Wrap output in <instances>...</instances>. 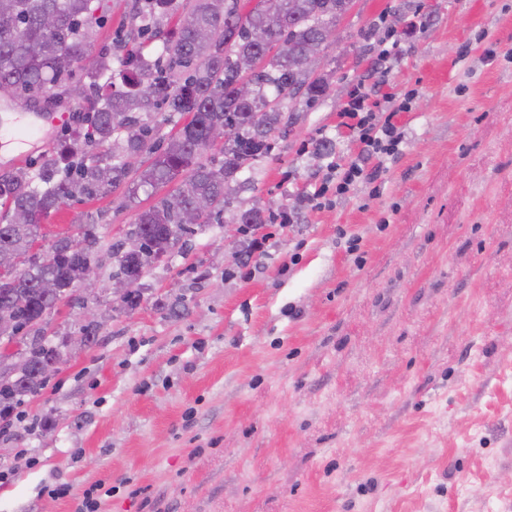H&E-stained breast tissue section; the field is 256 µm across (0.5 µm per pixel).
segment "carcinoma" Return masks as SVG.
I'll return each mask as SVG.
<instances>
[{
  "label": "carcinoma",
  "mask_w": 512,
  "mask_h": 512,
  "mask_svg": "<svg viewBox=\"0 0 512 512\" xmlns=\"http://www.w3.org/2000/svg\"><path fill=\"white\" fill-rule=\"evenodd\" d=\"M352 0H195L190 18L175 36L163 28L175 0H138L135 20L139 36L112 68V54L88 53L98 24L99 0H0V96L32 100L52 87L82 85L88 106L83 134L85 148L76 161L51 158L32 176L0 178V197L12 215L27 224H0V253H26L40 237V219L76 196H92L129 183L128 158L145 152L153 159L128 188L174 189L138 213L126 232L171 254L195 228L222 223L225 197L232 184L240 191L239 174L252 160L267 157L272 136L291 125L290 106H310L324 97L329 83L302 68L310 43L322 44L327 26H337ZM257 60L250 75L252 95L237 94L239 63ZM81 70L89 83L73 81ZM162 109L184 118L179 132L162 147L156 126L145 121ZM214 125L229 129L224 159L201 161V148ZM211 196L220 204L192 225L183 220L196 198ZM125 241L110 246L116 273L134 278L140 260L124 250ZM98 256V237L87 231L84 243L56 241L39 262L0 281V311L7 310L18 327L40 319L61 299L81 304L73 272ZM64 287L59 296L43 283ZM46 385L33 362L13 383L0 386V412L38 394Z\"/></svg>",
  "instance_id": "1"
}]
</instances>
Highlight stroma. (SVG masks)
<instances>
[{
	"label": "stroma",
	"mask_w": 512,
	"mask_h": 512,
	"mask_svg": "<svg viewBox=\"0 0 512 512\" xmlns=\"http://www.w3.org/2000/svg\"><path fill=\"white\" fill-rule=\"evenodd\" d=\"M91 55L132 37V0H101ZM398 44L383 76L382 47ZM269 157L232 212L112 296L109 247L155 197L78 196L42 244L96 227L100 341L74 348L0 438V512H512V0H354ZM413 93L383 174L318 207L357 83ZM44 144L0 156L37 171L83 123L61 96ZM70 119L55 125L54 117ZM330 153H315L319 141ZM262 251L247 255L251 239Z\"/></svg>",
	"instance_id": "35a3bbf8"
}]
</instances>
